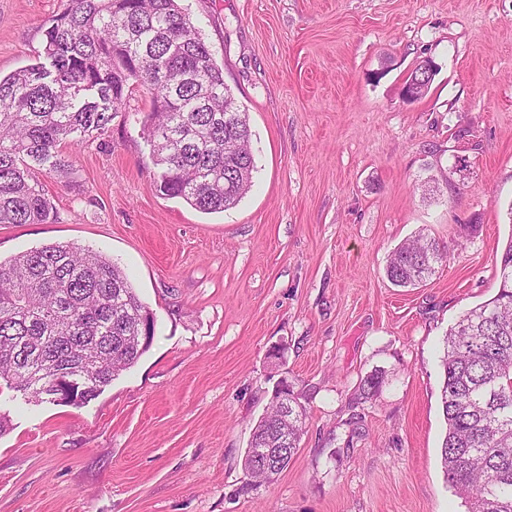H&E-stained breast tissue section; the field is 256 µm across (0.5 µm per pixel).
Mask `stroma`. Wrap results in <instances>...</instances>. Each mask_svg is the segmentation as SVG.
<instances>
[{
    "label": "stroma",
    "mask_w": 512,
    "mask_h": 512,
    "mask_svg": "<svg viewBox=\"0 0 512 512\" xmlns=\"http://www.w3.org/2000/svg\"><path fill=\"white\" fill-rule=\"evenodd\" d=\"M62 3L0 0L1 74L38 63ZM181 5L249 115L252 187L218 213L158 192L140 91L39 173L55 218L0 224V259L98 250L155 329L84 405L0 385V512H466L440 465V356L512 242V0ZM427 57V93L404 100ZM421 233L447 262L393 286L389 255ZM281 382L304 434L251 485L244 453Z\"/></svg>",
    "instance_id": "35a3bbf8"
}]
</instances>
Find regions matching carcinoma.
<instances>
[{"instance_id": "cac0c4a2", "label": "carcinoma", "mask_w": 512, "mask_h": 512, "mask_svg": "<svg viewBox=\"0 0 512 512\" xmlns=\"http://www.w3.org/2000/svg\"><path fill=\"white\" fill-rule=\"evenodd\" d=\"M42 54L0 76V224H44L55 212L36 173L63 170L59 148L76 133L105 132L110 111L139 86L151 99L144 130L157 190L206 213L238 204L254 159L247 112L180 0H65L48 20ZM424 234L392 251L385 273L414 286L447 260ZM498 293L467 311L445 339L441 390L446 480L467 512H512V241ZM153 313L99 252L52 244L0 261V380L38 398L67 379L83 385L63 400L95 398L146 352ZM306 410L272 398L251 430L245 476L271 483L299 448ZM288 458L256 460L258 448Z\"/></svg>"}]
</instances>
